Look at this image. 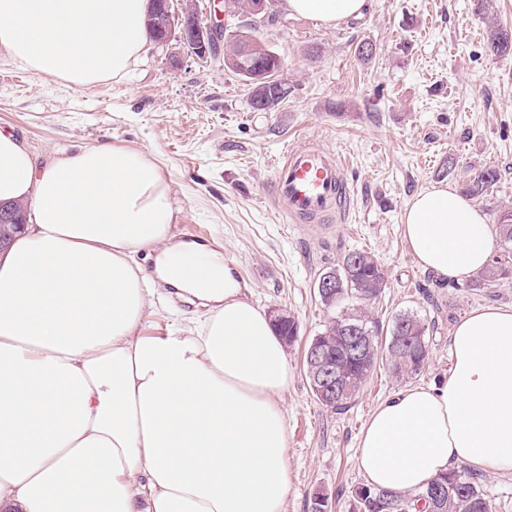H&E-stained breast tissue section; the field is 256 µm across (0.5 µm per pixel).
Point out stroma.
Here are the masks:
<instances>
[{
    "label": "stroma",
    "mask_w": 512,
    "mask_h": 512,
    "mask_svg": "<svg viewBox=\"0 0 512 512\" xmlns=\"http://www.w3.org/2000/svg\"><path fill=\"white\" fill-rule=\"evenodd\" d=\"M256 35L284 62L288 96L273 112L253 111L246 82L223 61L186 57L172 68L164 47L126 79L75 87L30 76L7 80L0 55V131L46 161L63 152L116 143L148 152L170 176L175 232L196 227L232 262L249 297L267 312L293 316L288 347L289 490L286 512H349L364 486L356 462L360 431L374 407L404 387L377 364L348 411L313 395L303 369L306 343L331 315L320 301V274L354 250L374 254L386 277L374 314L384 328L404 312L427 319L429 358L413 383L448 370L452 330L473 309L512 307V282L473 288L441 281L410 259L400 217L411 198L434 186L460 187L481 170L499 176L486 218L512 208V57L483 49L490 25L512 27V0L476 15L471 0H367L355 20L328 27L292 14ZM368 41L370 61L354 50ZM321 145L346 163L355 190L344 220L292 221L272 197L277 160L288 148Z\"/></svg>",
    "instance_id": "1"
}]
</instances>
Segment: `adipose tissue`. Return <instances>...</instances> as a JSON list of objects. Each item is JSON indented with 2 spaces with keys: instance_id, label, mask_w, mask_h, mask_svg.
I'll return each mask as SVG.
<instances>
[{
  "instance_id": "ef3b65f1",
  "label": "adipose tissue",
  "mask_w": 512,
  "mask_h": 512,
  "mask_svg": "<svg viewBox=\"0 0 512 512\" xmlns=\"http://www.w3.org/2000/svg\"><path fill=\"white\" fill-rule=\"evenodd\" d=\"M287 5L334 27L366 0ZM147 6L0 0V52L71 85L121 80L151 49ZM0 201L31 205L0 249V512H284V344L220 254L174 242L162 167L112 144L42 165L0 132ZM401 223L412 261L440 280L492 262L495 231L452 187L416 194ZM188 251L206 280L182 270ZM158 280L204 312L147 334ZM451 357L437 384L371 413L357 445L368 486L413 496L459 464L512 469V308L472 311Z\"/></svg>"
}]
</instances>
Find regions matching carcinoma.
Listing matches in <instances>:
<instances>
[{
  "mask_svg": "<svg viewBox=\"0 0 512 512\" xmlns=\"http://www.w3.org/2000/svg\"><path fill=\"white\" fill-rule=\"evenodd\" d=\"M485 51L493 59L512 56V28L493 25L486 31ZM253 55L268 67L271 73V92L278 101L288 95V87L278 78L277 57L268 53L260 40H255ZM499 180L497 171L487 168L476 174L465 184L461 192L468 197L491 199L494 187ZM500 238L504 244H512V210L498 211L496 220ZM343 287L321 297L324 305L336 310L328 319L321 340L336 338L329 347L331 357L338 360L343 370L346 390L336 396L335 411H345L358 397L365 379L376 366L381 350L376 336L379 321L371 311L386 286L385 273L378 259L366 251L346 253L338 265ZM512 277V250L507 248L471 283L473 288H483L499 280ZM358 328L371 339L373 354L366 362L350 351L343 342L349 335L348 327ZM428 325L426 320L413 313H403L395 318L391 339L386 347L385 360L393 373L401 378L421 372L425 366L429 350L426 342ZM442 487V494L436 498L430 496L436 487ZM352 512H492V505L480 490L475 477L465 476L451 471L436 478L425 490L407 496L401 493L359 487L352 494Z\"/></svg>",
  "mask_w": 512,
  "mask_h": 512,
  "instance_id": "obj_1",
  "label": "carcinoma"
}]
</instances>
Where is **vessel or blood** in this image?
Wrapping results in <instances>:
<instances>
[{
    "instance_id": "b4317fda",
    "label": "vessel or blood",
    "mask_w": 512,
    "mask_h": 512,
    "mask_svg": "<svg viewBox=\"0 0 512 512\" xmlns=\"http://www.w3.org/2000/svg\"><path fill=\"white\" fill-rule=\"evenodd\" d=\"M351 196L341 162L322 146L308 143L290 148L276 166L273 197L294 220L346 215Z\"/></svg>"
}]
</instances>
